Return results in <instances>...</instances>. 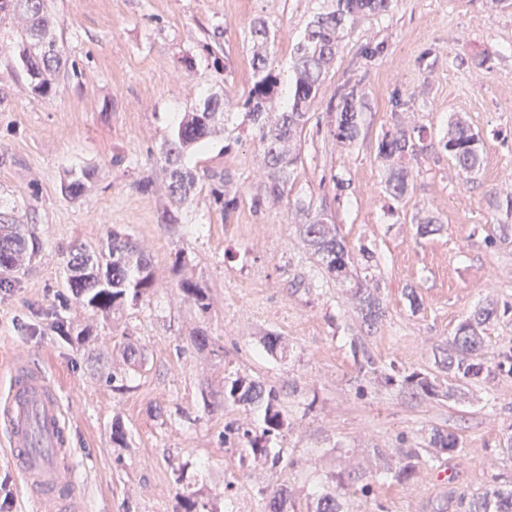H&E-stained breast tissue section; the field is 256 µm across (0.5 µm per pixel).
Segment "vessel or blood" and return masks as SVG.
Returning <instances> with one entry per match:
<instances>
[{"label":"vessel or blood","mask_w":512,"mask_h":512,"mask_svg":"<svg viewBox=\"0 0 512 512\" xmlns=\"http://www.w3.org/2000/svg\"><path fill=\"white\" fill-rule=\"evenodd\" d=\"M0 435L34 512H82L84 498L59 395L45 371L23 359L9 367L8 390L0 398Z\"/></svg>","instance_id":"obj_1"}]
</instances>
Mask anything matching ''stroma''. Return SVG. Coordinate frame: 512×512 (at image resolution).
Segmentation results:
<instances>
[{"label": "stroma", "instance_id": "1", "mask_svg": "<svg viewBox=\"0 0 512 512\" xmlns=\"http://www.w3.org/2000/svg\"><path fill=\"white\" fill-rule=\"evenodd\" d=\"M53 34L68 72L46 100L29 91L9 38L0 39V216L25 225L37 248L0 287V390L7 362L29 359L54 381L70 421L86 512H173L197 494L208 512H267L287 487L295 512H314L333 480L342 512H464L462 495L512 486V0H393L361 20L309 111L296 182L282 203L253 208L263 157L249 132L216 136L185 157L197 175L174 224L163 144L205 93H223L231 122L243 119L251 82L249 29L267 20L275 66L324 0H49ZM218 48L214 66L209 48ZM359 85L368 104L354 142L336 136L339 93ZM462 118L480 140L479 171L466 174L445 150ZM425 130V149L403 158L409 189H385L378 157L396 124ZM93 172L69 196L72 171ZM238 199L221 214L211 172ZM149 179L148 192L137 184ZM304 204L335 224L352 257L372 253L386 316L367 327L326 279L288 211ZM432 218L423 235L418 221ZM146 250L158 284L138 305L105 318L66 285L69 251L105 246L110 231ZM206 292L198 309L183 280ZM420 306L411 308L409 291ZM492 309L482 332L487 369L461 382L439 369L459 325ZM88 330L80 345L56 319ZM211 338L194 347L197 332ZM280 349L268 351L267 335ZM438 376L442 394L402 385ZM247 377L275 388L289 425L263 440L277 468L242 457L224 433H260L263 409L214 406L225 381ZM125 438L112 440L113 423ZM458 445L430 457L432 431ZM421 447L406 484L372 481L379 452ZM20 473L0 443V512H29Z\"/></svg>", "mask_w": 512, "mask_h": 512}]
</instances>
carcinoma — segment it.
<instances>
[{
    "instance_id": "obj_1",
    "label": "carcinoma",
    "mask_w": 512,
    "mask_h": 512,
    "mask_svg": "<svg viewBox=\"0 0 512 512\" xmlns=\"http://www.w3.org/2000/svg\"><path fill=\"white\" fill-rule=\"evenodd\" d=\"M391 5L392 0H326V6L306 24L292 49L290 68L294 82L286 93L283 92L280 74L269 61L271 36L267 22L262 18L253 21L250 29L252 82L243 103L244 124L261 148L267 169L265 180L252 197L254 206L278 203L289 194L288 186L299 160L297 141L308 121L309 110L336 60L345 28L362 18L383 15ZM3 23L10 26L11 39L18 48L22 69L30 78L32 93L44 99L52 97L56 86L50 76H58L66 61L63 48L52 34L47 0H0V25ZM224 108V95L216 91L208 93L203 106L184 113L183 119L165 141L167 191L175 205V209L165 212V223L177 222L175 211L187 202L196 186V174L183 163L185 155L221 131L226 139L235 133V129L226 126ZM365 108L364 95L357 86L340 95L337 138L348 142L357 138L360 117ZM422 141L421 128L404 125L386 133L381 140L379 158L390 164L386 189L392 195L405 196L409 182L408 171L395 166V162L408 155H417L423 149ZM443 141L444 148L462 172L472 174L479 169V139L465 121L460 118L453 121ZM89 179L87 170L72 173L64 190L78 196ZM210 179L215 181L211 190L214 203L221 213L226 214L235 207L237 198L226 189L224 173L214 172ZM295 217L299 219L300 234L317 256L321 269L350 290L353 305L363 322L370 327L377 325L384 316L377 288L370 285L367 277L358 275L354 258L337 237L336 228L308 206L296 208ZM27 254L28 242L22 225L0 221V283L4 276L21 267ZM66 281L79 304L104 317L119 310L128 300L134 304L142 301L156 284L153 267L144 250L117 232L110 233L104 250L97 252L82 245L74 247L67 264ZM181 290L201 310L208 309L207 295L196 283L187 280L182 283ZM491 315V311L480 309L459 326L448 348V357L443 360L448 373L465 380L481 377L486 367L480 357L482 338L479 329ZM229 401L263 404L264 436L280 431L285 425L286 417L278 392L265 388L258 381L235 378L225 382L216 404ZM229 434H235L238 440L246 442L247 452L263 456L270 467L274 468L279 463V456H272L259 446L251 429L232 428ZM429 445L442 451L450 450L457 446V437L453 433L436 430ZM419 454L418 448H400L394 461L380 453L383 468L375 473L374 481L408 482L415 474V460ZM205 509L206 503L191 493L178 497L175 512H205ZM316 512H341L339 494L329 490L322 492L317 498ZM468 512H512V489L486 492L469 502Z\"/></svg>"
}]
</instances>
